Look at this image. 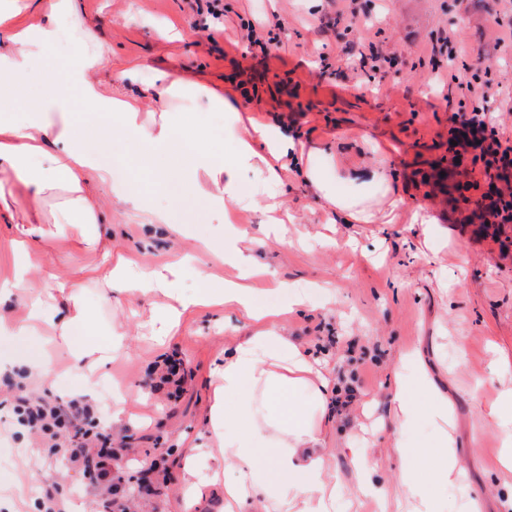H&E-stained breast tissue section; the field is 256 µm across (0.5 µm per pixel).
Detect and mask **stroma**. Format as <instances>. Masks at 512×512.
<instances>
[{"label": "stroma", "instance_id": "obj_1", "mask_svg": "<svg viewBox=\"0 0 512 512\" xmlns=\"http://www.w3.org/2000/svg\"><path fill=\"white\" fill-rule=\"evenodd\" d=\"M208 3L77 0L81 18L95 27L85 34L69 23L67 39L103 51L117 69L130 70L125 85L140 98L143 123L165 112L177 127H208L213 146L227 149L260 121L279 127L302 151L318 152L328 175H335L330 159L339 153L360 173L386 167L400 218L394 224L341 223L333 205L289 165L276 187L242 171L253 195L229 212L189 210L183 219L194 227L190 238L139 223L116 199L110 223L97 227L96 245L82 243L77 226L37 245L32 279L47 269L59 279L83 282V301L96 310L98 322L124 335L122 347L96 375V402L112 426L113 447L129 449L133 468L156 461L173 475L166 483L154 479L157 495L128 493L130 512H176L190 482L202 488L193 512H219L220 491L210 486L205 462L183 480L182 450L205 441L215 362L257 326L237 309L205 306L159 342L149 320L156 296L110 293L88 274L107 250L152 267L198 254L213 285L221 286L236 270L223 255L202 252L199 242L217 238L228 222L246 232L266 269L250 282L258 302L279 304L269 291L271 279L298 284L309 303L283 316L284 333L331 377L354 382V401L337 413L325 437L344 486L356 481L342 449L349 438L374 457L376 480L394 484L399 460L392 449L397 435L388 425L390 398L401 353L416 350L448 397L465 469L461 482L439 491L445 512H460L476 487L481 512H507L512 472L494 467L500 438L485 422L498 392L512 384V226L484 224L482 192L454 166L449 139L458 108L456 79L488 67L500 72L504 89L488 110L512 135V42L495 40L512 30L494 23L512 11V0H218L220 30L212 25ZM247 20L258 23L259 34L273 35L267 48L247 39ZM168 22L182 28L181 39H158L157 28ZM448 35L462 45L464 63L436 82L428 64L431 48ZM372 43L398 60L374 83L361 69ZM163 72L229 91L238 124L229 125L203 99L168 101L158 79ZM26 197L18 184L0 198V285L14 278L10 242L17 231L9 218L22 215ZM415 211L434 217V224L408 223ZM0 354L38 360L45 378L24 381L33 393L63 396L82 385L81 372L47 337L2 341ZM172 364L185 378L178 391L157 383L159 371ZM118 401L129 415L120 424L112 421ZM27 464L36 477L20 496L7 483ZM45 482L59 486L73 512H93L95 491L81 474L68 470L28 429L15 432L1 421L0 497L10 505L0 512H38V486Z\"/></svg>", "mask_w": 512, "mask_h": 512}]
</instances>
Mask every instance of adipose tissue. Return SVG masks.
<instances>
[{
  "instance_id": "ef3b65f1",
  "label": "adipose tissue",
  "mask_w": 512,
  "mask_h": 512,
  "mask_svg": "<svg viewBox=\"0 0 512 512\" xmlns=\"http://www.w3.org/2000/svg\"><path fill=\"white\" fill-rule=\"evenodd\" d=\"M56 40L50 28L32 30L21 26L18 14L0 7V83L24 87L34 65L43 63ZM125 79V72H113L112 59L101 51H81L77 62L63 76L48 74L47 87L38 105H24L0 113V197L14 183L28 190L26 216L13 246L19 272L14 290L32 288L26 271L31 265L30 244L47 234L44 221L57 230L72 224L82 228L83 242H93L97 224L106 213L102 193L111 189L112 177L97 156L85 144L86 135L107 119L135 137L149 152L165 155L176 138L168 119L146 126L139 121L138 98L117 92L103 95L98 80L103 76ZM164 90L179 100L207 99L211 109L237 119L238 110L228 97L203 85H190L181 79L165 77ZM80 90L92 104L93 116L80 120L72 112V92ZM292 138L270 125H255L236 139L226 155H217L206 128H198L195 138L179 150L172 162L147 165L139 155L125 154L119 161L129 166L133 176L120 190L126 210L145 223L168 226L174 211L184 208L187 199L171 193L170 206L160 210L150 203V192L169 191L171 168H178L194 195L204 206L221 210L227 204L246 197L250 188L240 181L243 170L259 171L268 182L278 175L264 166L265 155L280 157L294 150ZM303 181L330 204L350 224L392 223L397 203L395 189L386 169H373L371 181L380 198L360 194L349 196L340 187L324 181L317 164L309 156H297ZM57 198L51 218H44L47 199ZM179 265L163 270L141 269L130 274L120 261L110 264L108 278L123 292L147 294L159 292L173 298L170 306L152 309L150 318L159 335H169L173 327L198 305L219 301L237 307L244 315L264 321L263 330L238 344L233 352L216 363L212 375V398L208 424L209 451L192 448L186 453L187 469H194L201 458L212 463L211 484L223 486V512H244L251 502H259L261 512H335L336 502L346 499L349 506L361 505L368 498L380 506L396 502L400 512H441L437 491L463 476L454 451L451 434L453 420L448 400L434 386L421 355L407 356L405 371L396 377L392 395V427L401 435L394 447L401 461L393 488L375 484L372 456L350 449V461L357 474L351 489H343L323 436L331 422L332 381L318 369L309 355L284 333L276 330L280 314L276 308L258 304L250 289L228 282L212 287L204 267L190 272L199 282L191 295H184L180 280L189 272ZM66 282L48 275L31 300L29 322L16 323L0 316V339L18 338L35 333L38 325L51 328L59 348L74 363H85L84 384L79 393L92 396L96 384V363L90 356L106 360L112 348L113 334L100 333L95 312L79 295H72V307L58 315L51 304L54 293L64 292ZM427 413L435 434L434 452L413 441L420 413Z\"/></svg>"
}]
</instances>
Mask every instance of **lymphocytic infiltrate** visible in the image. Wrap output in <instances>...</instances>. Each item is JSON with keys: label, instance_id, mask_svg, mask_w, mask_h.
<instances>
[{"label": "lymphocytic infiltrate", "instance_id": "obj_1", "mask_svg": "<svg viewBox=\"0 0 512 512\" xmlns=\"http://www.w3.org/2000/svg\"><path fill=\"white\" fill-rule=\"evenodd\" d=\"M498 88L488 69L458 83L460 107L454 116L452 152L455 163L472 159L484 180L499 183L496 195L483 206L485 221L512 224V137L504 136L488 119L485 107ZM98 410L90 401L59 396L19 394L12 404L19 424L52 441L68 469L90 477L99 496L95 512H127L126 502L114 492L126 453L112 447L107 435L98 431Z\"/></svg>", "mask_w": 512, "mask_h": 512}]
</instances>
